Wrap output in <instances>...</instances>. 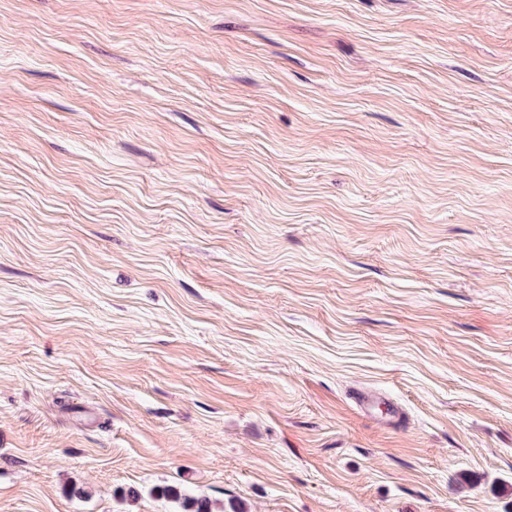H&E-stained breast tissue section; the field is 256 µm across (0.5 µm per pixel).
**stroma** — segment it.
Returning a JSON list of instances; mask_svg holds the SVG:
<instances>
[{"instance_id":"1","label":"stroma","mask_w":512,"mask_h":512,"mask_svg":"<svg viewBox=\"0 0 512 512\" xmlns=\"http://www.w3.org/2000/svg\"><path fill=\"white\" fill-rule=\"evenodd\" d=\"M167 487L512 512V0H0V512Z\"/></svg>"}]
</instances>
